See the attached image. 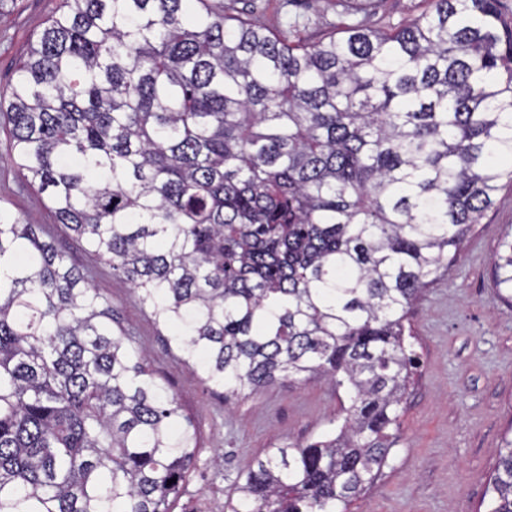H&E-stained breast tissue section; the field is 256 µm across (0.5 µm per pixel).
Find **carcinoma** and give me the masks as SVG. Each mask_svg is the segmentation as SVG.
<instances>
[{"mask_svg": "<svg viewBox=\"0 0 512 512\" xmlns=\"http://www.w3.org/2000/svg\"><path fill=\"white\" fill-rule=\"evenodd\" d=\"M429 2L308 41L224 0H59L0 92L19 174L224 399L317 374L350 394L225 512H348L375 484L413 306L512 184V16ZM200 447L109 300L0 207V512H172ZM487 493L512 512L511 436Z\"/></svg>", "mask_w": 512, "mask_h": 512, "instance_id": "carcinoma-1", "label": "carcinoma"}]
</instances>
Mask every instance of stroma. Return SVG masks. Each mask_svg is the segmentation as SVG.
Instances as JSON below:
<instances>
[{"instance_id":"stroma-1","label":"stroma","mask_w":512,"mask_h":512,"mask_svg":"<svg viewBox=\"0 0 512 512\" xmlns=\"http://www.w3.org/2000/svg\"><path fill=\"white\" fill-rule=\"evenodd\" d=\"M58 0H8L0 10V87L41 31ZM236 12L267 26L298 23L301 37L322 38L338 20L335 0H235ZM424 0H376L366 26L407 23ZM10 139L0 130V200L17 217L40 226L68 261L111 302L133 346L193 422L201 448L187 492L173 512H224L237 476L273 447L312 440L333 429L350 402L323 377L284 379L261 393L225 404L223 388L203 382L183 363L168 330L138 294L58 224L44 194L8 161ZM512 224V186L464 242L447 274L415 304L408 342L417 356L412 385L383 474L354 500L350 512H485L493 465L512 427V310L493 284L495 253ZM221 455L223 464L210 460Z\"/></svg>"}]
</instances>
